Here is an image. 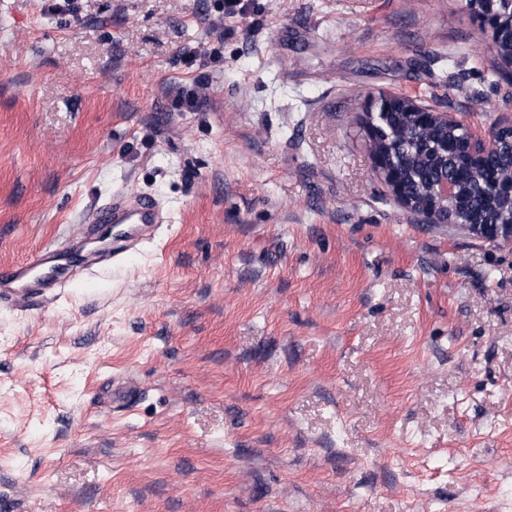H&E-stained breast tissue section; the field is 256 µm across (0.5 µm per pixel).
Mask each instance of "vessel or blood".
Segmentation results:
<instances>
[{"mask_svg":"<svg viewBox=\"0 0 512 512\" xmlns=\"http://www.w3.org/2000/svg\"><path fill=\"white\" fill-rule=\"evenodd\" d=\"M165 216L154 200L125 194L87 215L64 245H47L36 258L0 266V299L18 305L77 283L86 271L123 265L136 245L153 238Z\"/></svg>","mask_w":512,"mask_h":512,"instance_id":"vessel-or-blood-1","label":"vessel or blood"}]
</instances>
